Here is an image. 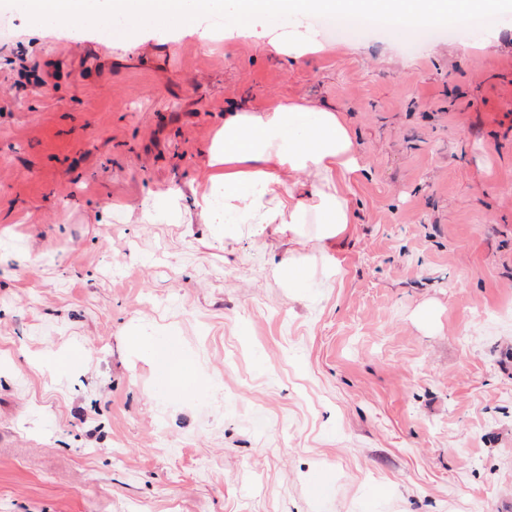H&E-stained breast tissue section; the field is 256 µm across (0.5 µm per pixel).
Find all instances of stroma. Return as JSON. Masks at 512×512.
<instances>
[{
	"label": "stroma",
	"mask_w": 512,
	"mask_h": 512,
	"mask_svg": "<svg viewBox=\"0 0 512 512\" xmlns=\"http://www.w3.org/2000/svg\"><path fill=\"white\" fill-rule=\"evenodd\" d=\"M10 13L0 512H512V13L427 41L323 26L297 59L267 45L293 18L204 43ZM296 97L356 144L330 263L318 225L293 246L192 207L225 113Z\"/></svg>",
	"instance_id": "35a3bbf8"
}]
</instances>
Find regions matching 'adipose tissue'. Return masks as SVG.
<instances>
[{"label":"adipose tissue","mask_w":512,"mask_h":512,"mask_svg":"<svg viewBox=\"0 0 512 512\" xmlns=\"http://www.w3.org/2000/svg\"><path fill=\"white\" fill-rule=\"evenodd\" d=\"M211 163L224 169L222 194L195 201L209 223L229 218L257 237L276 224L294 239L300 226L317 224L332 239L352 221L348 191L359 167L350 130L333 110L298 98L231 111ZM302 174L309 187H301Z\"/></svg>","instance_id":"obj_1"}]
</instances>
